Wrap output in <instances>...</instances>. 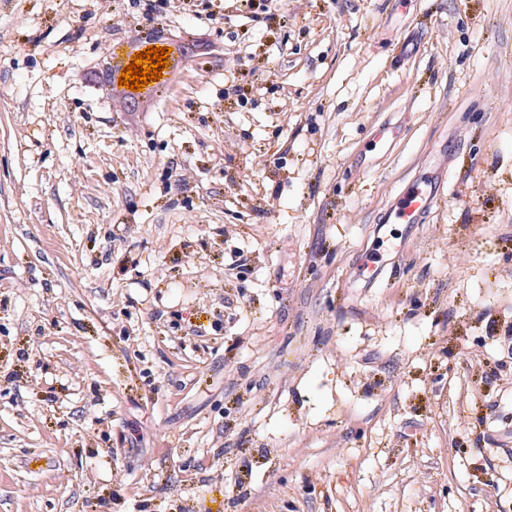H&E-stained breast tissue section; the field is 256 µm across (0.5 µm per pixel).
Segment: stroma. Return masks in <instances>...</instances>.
<instances>
[{
    "label": "stroma",
    "instance_id": "obj_1",
    "mask_svg": "<svg viewBox=\"0 0 512 512\" xmlns=\"http://www.w3.org/2000/svg\"><path fill=\"white\" fill-rule=\"evenodd\" d=\"M132 8L0 0V512H512V0ZM151 2L144 3V12H141L140 18L132 16L135 24L128 26L131 45H135L144 35H151L152 38L172 42L185 59L195 60L213 51L210 42L198 37L206 35V32L197 30L196 33H178L175 27L167 22L166 14L157 10L154 1ZM439 194V188L432 182L423 187L414 184L403 192L396 205L390 210L388 221L392 224H416L427 207L432 204Z\"/></svg>",
    "mask_w": 512,
    "mask_h": 512
}]
</instances>
